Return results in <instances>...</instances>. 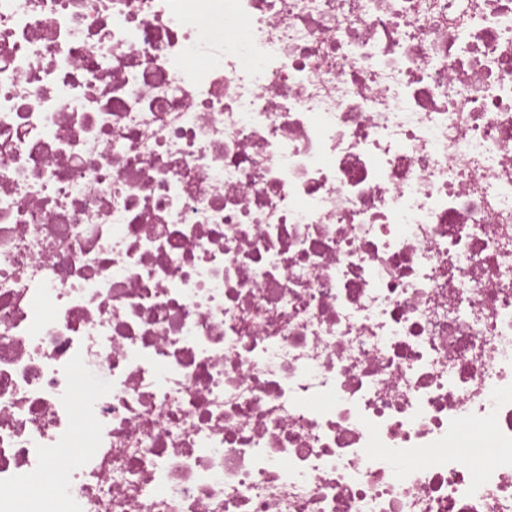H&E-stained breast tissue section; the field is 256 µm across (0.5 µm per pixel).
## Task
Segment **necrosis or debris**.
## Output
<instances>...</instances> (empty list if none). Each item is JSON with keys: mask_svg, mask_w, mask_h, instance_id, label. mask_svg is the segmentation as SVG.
Masks as SVG:
<instances>
[{"mask_svg": "<svg viewBox=\"0 0 512 512\" xmlns=\"http://www.w3.org/2000/svg\"><path fill=\"white\" fill-rule=\"evenodd\" d=\"M0 512H512V0H0Z\"/></svg>", "mask_w": 512, "mask_h": 512, "instance_id": "1", "label": "necrosis or debris"}]
</instances>
